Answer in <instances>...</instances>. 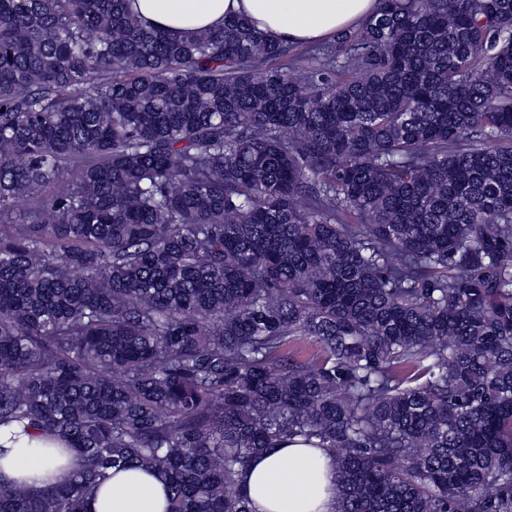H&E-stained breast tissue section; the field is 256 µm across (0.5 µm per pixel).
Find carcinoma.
<instances>
[{
	"instance_id": "carcinoma-1",
	"label": "carcinoma",
	"mask_w": 512,
	"mask_h": 512,
	"mask_svg": "<svg viewBox=\"0 0 512 512\" xmlns=\"http://www.w3.org/2000/svg\"><path fill=\"white\" fill-rule=\"evenodd\" d=\"M130 3L0 0V425L75 459L0 512L118 466L252 512L295 437L331 512H512V0H379L306 67Z\"/></svg>"
}]
</instances>
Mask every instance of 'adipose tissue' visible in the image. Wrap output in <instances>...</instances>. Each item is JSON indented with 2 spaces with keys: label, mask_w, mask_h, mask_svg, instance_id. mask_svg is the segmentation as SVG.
I'll use <instances>...</instances> for the list:
<instances>
[{
  "label": "adipose tissue",
  "mask_w": 512,
  "mask_h": 512,
  "mask_svg": "<svg viewBox=\"0 0 512 512\" xmlns=\"http://www.w3.org/2000/svg\"><path fill=\"white\" fill-rule=\"evenodd\" d=\"M378 0H135L143 19L168 33L215 29L243 15L275 39L318 44L374 14ZM41 442L21 425L0 426V479L39 490L67 481L69 469L40 454ZM254 512H330L336 497L331 458L296 438L255 456L242 481ZM168 492L157 474L115 469L85 504V512H166Z\"/></svg>",
  "instance_id": "1"
}]
</instances>
